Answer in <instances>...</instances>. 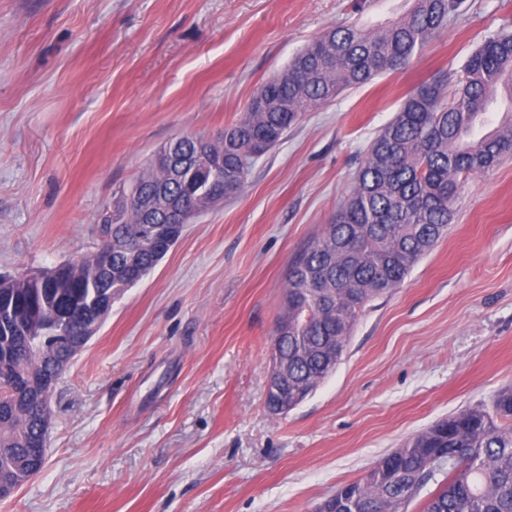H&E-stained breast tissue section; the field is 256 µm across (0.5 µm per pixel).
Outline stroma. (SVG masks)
Listing matches in <instances>:
<instances>
[{
    "instance_id": "obj_1",
    "label": "stroma",
    "mask_w": 512,
    "mask_h": 512,
    "mask_svg": "<svg viewBox=\"0 0 512 512\" xmlns=\"http://www.w3.org/2000/svg\"><path fill=\"white\" fill-rule=\"evenodd\" d=\"M308 113L242 193L112 303L50 398L42 471L0 512H313L448 416L512 387V157L360 314L336 371L265 407L288 267L420 83L460 69L512 0ZM349 0H0V273L94 251L100 212L180 134L218 135Z\"/></svg>"
}]
</instances>
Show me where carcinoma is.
Listing matches in <instances>:
<instances>
[{"label": "carcinoma", "instance_id": "carcinoma-1", "mask_svg": "<svg viewBox=\"0 0 512 512\" xmlns=\"http://www.w3.org/2000/svg\"><path fill=\"white\" fill-rule=\"evenodd\" d=\"M466 0H414L400 18L365 30L343 21L307 44L251 98L246 111L208 146L224 159V199L244 188L256 158L288 136L309 112L343 92L393 73L419 56L469 9ZM512 103V22L485 38L460 71L434 77L407 94L394 117L369 144L346 198L329 224L291 263L273 342L287 363L288 407L313 395L347 351L368 303L403 285L414 265L448 231L468 180L512 154V108L490 125L495 97ZM163 175L145 166L112 202V261L99 271L93 253L57 267L51 303L81 298L93 304L107 292L132 287L134 266L148 276L160 262L149 240L131 250L140 225L120 210L121 195L161 194ZM178 202L194 198L207 212L208 177L189 167L169 188ZM31 298L17 274L0 283ZM51 357L31 352L17 368L0 360V478L23 472L28 442L37 435L40 408L34 380L50 371ZM436 488L421 512H512V388L490 407L463 409L407 440L361 479L339 486L322 512H408L429 483Z\"/></svg>", "mask_w": 512, "mask_h": 512}]
</instances>
